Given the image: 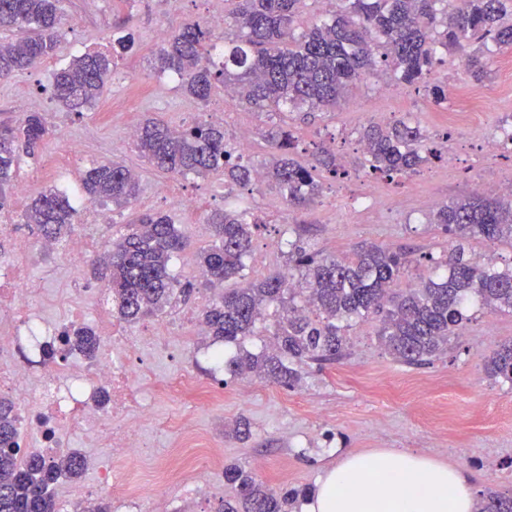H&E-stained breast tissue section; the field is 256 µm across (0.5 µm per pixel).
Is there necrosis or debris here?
Wrapping results in <instances>:
<instances>
[{
  "label": "necrosis or debris",
  "mask_w": 512,
  "mask_h": 512,
  "mask_svg": "<svg viewBox=\"0 0 512 512\" xmlns=\"http://www.w3.org/2000/svg\"><path fill=\"white\" fill-rule=\"evenodd\" d=\"M37 252L62 253L79 261L96 255L88 235L75 236L62 250L54 241L20 234L11 255L0 256V398L16 406L23 455L64 451L76 442L84 448L111 449L109 463L93 462L92 482L62 485L60 496L79 500L95 493L114 494L135 512H172L167 497L145 498L146 486L185 483L199 471L223 467L224 454L188 423L158 417L155 406L174 396H209L212 387L194 372L161 378L146 364L115 361L113 353H129L180 335L183 319L159 323L149 336L132 335L105 305L84 302L88 290L80 286L81 273L75 267L69 270L75 284L71 297L58 302V316L43 318L38 313L42 288L30 272ZM72 323L90 324L100 336L96 357L62 351V331ZM147 423L172 435L168 464L137 478L114 470L115 462L147 457Z\"/></svg>",
  "instance_id": "4bbe7bcc"
}]
</instances>
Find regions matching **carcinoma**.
I'll list each match as a JSON object with an SVG mask.
<instances>
[{"label": "carcinoma", "mask_w": 512, "mask_h": 512, "mask_svg": "<svg viewBox=\"0 0 512 512\" xmlns=\"http://www.w3.org/2000/svg\"><path fill=\"white\" fill-rule=\"evenodd\" d=\"M224 11V48L213 53L211 27L193 22L169 33L154 57L158 73L173 72L183 93L206 101L218 86L233 89L240 103L267 118L260 135L268 148L262 164L267 186L296 210L320 198L323 174L346 173L336 153L320 150L300 160L291 112L336 108L367 76L407 86L419 85L432 101L448 102V78L432 73L443 53H458L471 77L491 75L501 51L512 50V0H333L335 10L312 25H298L306 0H230ZM61 0H0V81L53 57L60 46ZM135 45L128 32L112 46L88 49L53 74V95L68 112H81L101 98L115 59ZM44 117L30 112L0 132V209L23 158L35 160L49 137ZM359 166L375 175L406 177L437 156L432 136L418 123L398 118L361 131ZM138 155L173 176L204 177L220 172L233 193L255 184L256 165L237 151L224 126L199 118L172 128L161 117L139 126ZM139 178L125 164H98L87 171L83 200L124 209L135 201ZM74 199L55 188L38 191L21 215L44 237L63 240L77 223ZM260 216L240 201L207 215L211 243L198 253L207 283L226 288L202 311L206 335L224 345L241 344L273 310L272 339L263 351H240L224 361L232 375L258 376L284 387L298 385L305 367L340 360L349 329L378 319L379 344L396 361L430 364L448 351L482 311L512 313V264L478 259L470 243L482 239L512 247V192L495 198L480 193L445 203L429 223L452 245L419 284L400 287L410 260L407 252L363 243L343 256H323L298 236L281 251L290 279L277 268L246 277V260ZM187 242L163 214L138 215L112 241L105 264L116 317L134 324L156 316L194 291L173 273L172 261ZM67 350L95 356L100 339L87 324L64 332ZM490 378L512 384V344L495 350L486 364ZM17 418L0 399V512H59L57 487L79 476L78 455L32 456L19 462ZM224 482L234 496L217 512H295L309 487L270 488L242 464L224 466ZM476 512H512V492L488 488Z\"/></svg>", "instance_id": "obj_1"}]
</instances>
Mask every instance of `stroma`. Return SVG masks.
Returning a JSON list of instances; mask_svg holds the SVG:
<instances>
[{
	"instance_id": "obj_1",
	"label": "stroma",
	"mask_w": 512,
	"mask_h": 512,
	"mask_svg": "<svg viewBox=\"0 0 512 512\" xmlns=\"http://www.w3.org/2000/svg\"><path fill=\"white\" fill-rule=\"evenodd\" d=\"M62 44L43 70L29 69L0 82V126L13 124L23 114L38 112L52 131L45 151L69 143L72 161L66 175L45 174L42 186L79 184L85 171L98 163L120 161L140 177V194L132 208L113 209L109 223L96 227L99 248L110 249L132 213L169 215L185 234L192 250L210 242L206 224L192 223L170 200L151 191L168 177L144 163L124 138L128 115L137 121L161 115L173 125L207 114L223 123L228 133L247 126L258 128L257 116L231 98L213 95L198 102L183 95L174 75H158L152 68L160 46L158 27L175 30L184 23L208 20L210 0H63ZM134 33L136 47L116 61L115 73L99 104L82 113L61 111L50 93L52 73L85 49L107 45L118 26ZM435 77H447L451 86L483 91L480 110L484 124L473 132L449 128L448 106L435 105L413 86L387 87L371 77L348 94L336 110L317 113L299 123L300 158H310L320 144L333 147L350 166L343 178L326 179L323 194L311 211L287 215L268 201L275 193L253 188L251 197L263 220L253 237L250 276L259 277L279 262L277 243L290 222L318 250L343 255L364 242H375L408 252L411 265L405 283L426 274L430 258L442 257L448 239L428 224L436 208L469 195L476 182L496 186L512 173V153L490 156L480 148L482 137L494 133L499 122L512 115V87L500 71L475 82L459 56L443 58ZM409 115L431 134L442 137L443 160L425 164L408 178L389 180L354 167L361 127L374 113ZM454 155L456 166L446 157ZM182 192L194 196L202 213L224 207V178H178ZM379 198L406 197L403 209L372 206L368 193ZM376 323L354 325L345 357L335 365L307 370L304 382L287 388L251 377H230L212 370L205 357L210 337L170 342L163 349L143 348L137 357L159 375L191 368L218 393L214 403L186 404L170 399L157 407L163 417H183L207 432L224 450L225 463L253 466L257 478L270 487L316 486L323 468L334 462L336 449L370 451L392 448L427 454L475 475L478 490H512V386L490 380L484 372L489 354L512 341V314L484 313L456 337L447 354L421 368L405 366L378 346ZM250 423L249 437L241 439L231 428L238 418ZM175 501V512H217L220 498L232 489L216 472L204 473L193 490L164 488Z\"/></svg>"
}]
</instances>
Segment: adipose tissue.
Returning a JSON list of instances; mask_svg holds the SVG:
<instances>
[{
  "label": "adipose tissue",
  "mask_w": 512,
  "mask_h": 512,
  "mask_svg": "<svg viewBox=\"0 0 512 512\" xmlns=\"http://www.w3.org/2000/svg\"><path fill=\"white\" fill-rule=\"evenodd\" d=\"M475 483L459 466L416 452L350 449L320 476L305 512H475Z\"/></svg>",
  "instance_id": "ef3b65f1"
}]
</instances>
